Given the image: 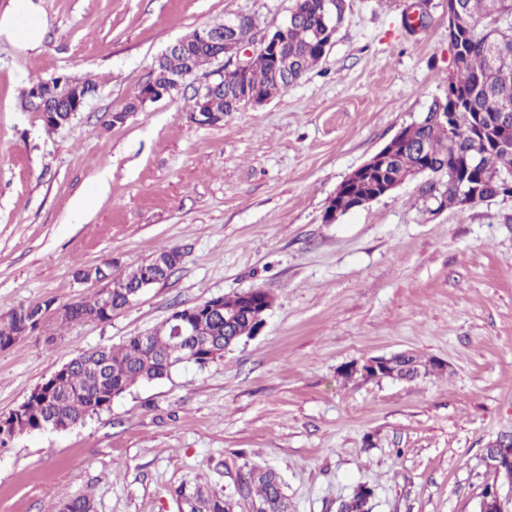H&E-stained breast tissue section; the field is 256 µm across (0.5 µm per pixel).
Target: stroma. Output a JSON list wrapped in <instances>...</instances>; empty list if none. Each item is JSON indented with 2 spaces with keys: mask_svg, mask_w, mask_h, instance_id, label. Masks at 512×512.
Segmentation results:
<instances>
[{
  "mask_svg": "<svg viewBox=\"0 0 512 512\" xmlns=\"http://www.w3.org/2000/svg\"><path fill=\"white\" fill-rule=\"evenodd\" d=\"M42 45L0 39V317L91 296L81 268L121 273L176 248L179 269L106 322L42 328L0 350V416L62 364L158 327L177 307L261 288L262 332L206 365L139 384L74 428L0 449V512H180L176 491L233 492L244 462L278 470L290 512H338L358 484L372 512H476L489 441L512 433V198L442 205L424 175L336 223L345 177L445 96L448 0H347L322 60L287 91L192 122L223 60L111 124L162 51L248 15L263 34L295 0H38ZM419 8L425 25L403 26ZM91 78L65 126L23 109L31 77ZM407 350L444 370L345 377Z\"/></svg>",
  "mask_w": 512,
  "mask_h": 512,
  "instance_id": "35a3bbf8",
  "label": "stroma"
}]
</instances>
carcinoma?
Instances as JSON below:
<instances>
[{"label": "carcinoma", "instance_id": "cac0c4a2", "mask_svg": "<svg viewBox=\"0 0 512 512\" xmlns=\"http://www.w3.org/2000/svg\"><path fill=\"white\" fill-rule=\"evenodd\" d=\"M456 70L448 78V92L436 98L421 118L405 128L408 144L391 142L387 153L391 162L370 172L365 180L349 188L336 199L337 207L352 210L353 197L396 181L418 167L441 175L453 171L455 180L448 184L443 203L463 208L467 199L458 193L465 185L479 200L485 197H512V0H458ZM297 13L289 16L282 55L288 58V68L264 54L253 58L241 78L224 77V85L204 91L209 111L222 116L244 107V88L257 90L273 98L297 83L319 60L322 43V0H296ZM189 47L180 53H165L157 61L153 84L168 94L181 76L199 69L215 59V50L197 43V32L184 38ZM30 86L42 91L44 110L50 112L47 127L54 129L72 120L70 107L76 93L89 100L98 93L93 79H72L65 74L50 79L35 78ZM446 112L452 121H437L434 116ZM142 266L138 265L112 279L116 288L109 293L99 291L92 297L64 304L66 315L62 323L74 321L105 322L112 314L134 300L132 292ZM55 303L49 298L41 303L11 311L0 318V348L14 344L19 336L35 329L36 316ZM201 335L213 346L249 336L253 332L251 319L236 313L228 323L224 314L216 313L200 322ZM172 326L164 322L161 328L146 337H129L120 346L101 347L82 353L69 361L66 370L52 374L36 387L20 412L0 425V446L11 441L22 429L30 432L52 425V420H66L75 426L110 409L107 401L126 392L137 383L152 382L169 375L172 364L193 354L205 363L216 358L212 350H196L183 344L171 343ZM400 364L414 379L429 373L427 362L407 354ZM247 469L246 497L258 512H288V501L280 476L272 469L256 464H244ZM185 512H232L233 496L221 498L203 490L177 491ZM373 491L358 487L353 495L341 501L339 512H370Z\"/></svg>", "mask_w": 512, "mask_h": 512}]
</instances>
